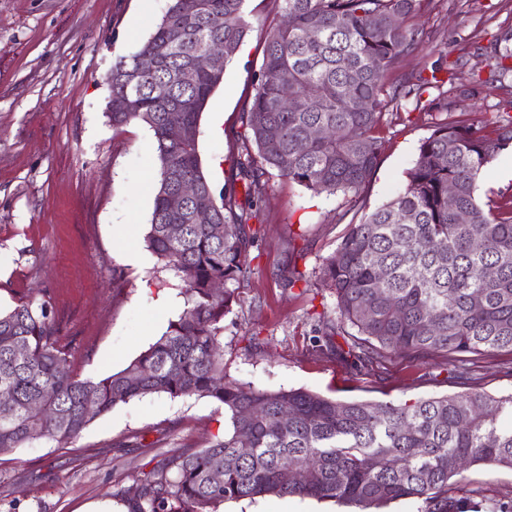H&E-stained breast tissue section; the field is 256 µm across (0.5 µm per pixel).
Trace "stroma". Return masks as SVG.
I'll list each match as a JSON object with an SVG mask.
<instances>
[{
    "mask_svg": "<svg viewBox=\"0 0 512 512\" xmlns=\"http://www.w3.org/2000/svg\"><path fill=\"white\" fill-rule=\"evenodd\" d=\"M170 0H0V308L19 298L48 302L71 367L102 378L126 367L184 308L178 280L160 268L143 236L153 209L158 163L150 130L113 127L105 105L114 59L135 52ZM251 29L213 93L199 128L203 170L230 183L243 153L241 115L255 94L279 0H248ZM413 27L424 41L401 57L394 78L442 63L476 97L449 94L447 112L405 101L376 135L379 163L361 193L316 195L277 171L251 224L250 278L224 319V364L239 382L268 390L305 388L341 400L395 403L472 388L512 393V355H467L468 377L443 357L395 359L368 370L318 347L336 321L323 288L322 260L350 221L406 184L420 143L435 124L462 121L495 130L512 119L499 102L512 89L489 85L483 51L512 28V0H430ZM140 254L128 263L122 245ZM307 255L292 260L293 249ZM305 276L295 287L280 277ZM121 281H113V269ZM224 434V410L208 399L152 395L115 406L69 446L39 441L0 461V512H130L143 474L170 456ZM452 497L512 512V470L476 465L448 483ZM222 512H351L346 504L298 497L225 502Z\"/></svg>",
    "mask_w": 512,
    "mask_h": 512,
    "instance_id": "stroma-1",
    "label": "stroma"
}]
</instances>
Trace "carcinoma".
Returning <instances> with one entry per match:
<instances>
[{
    "label": "carcinoma",
    "instance_id": "cac0c4a2",
    "mask_svg": "<svg viewBox=\"0 0 512 512\" xmlns=\"http://www.w3.org/2000/svg\"><path fill=\"white\" fill-rule=\"evenodd\" d=\"M433 0H280L282 24L267 40L256 92L242 113L248 180L216 196L198 149L199 124L222 77L185 72L216 46L229 62L250 29L246 0H175L151 36L112 63L114 126L139 120L159 162L146 246L183 283L185 308L156 342L122 370L83 378L59 345L48 303L20 299L0 311V457L47 440L64 447L120 403L150 395L207 398L224 408V438L169 458L141 479L131 512H219L229 500L300 497L373 512L415 499L420 512H473L448 498V481L472 465L512 470V393L461 392L400 403L340 400L304 388L270 391L229 377L224 318L237 285L249 279L248 221L262 200L267 170L316 193L360 196L376 168L385 113L442 82L431 74L388 82L420 42L406 19ZM490 83L512 79V32L489 46ZM154 59L145 73L140 58ZM297 100L290 111L284 98ZM181 113L187 133L168 128ZM320 127L328 136L308 137ZM512 147V124L490 134L442 122L418 147L407 184L388 202L347 224L324 258L321 279L336 293V331L327 344L368 367L396 356L512 352V195L483 206L478 178ZM193 179L200 195L178 211L169 197ZM454 188L448 203V187ZM224 224V237L198 224V207ZM469 215L466 224L457 215ZM481 247L473 248L474 241ZM495 274L487 275L488 269ZM224 284V294L213 288ZM350 326L355 332L345 331ZM95 408H85L88 399ZM288 414V423L280 416ZM251 452L237 455L241 437ZM223 472L215 485L211 475ZM302 470L307 479L298 481Z\"/></svg>",
    "mask_w": 512,
    "mask_h": 512
}]
</instances>
